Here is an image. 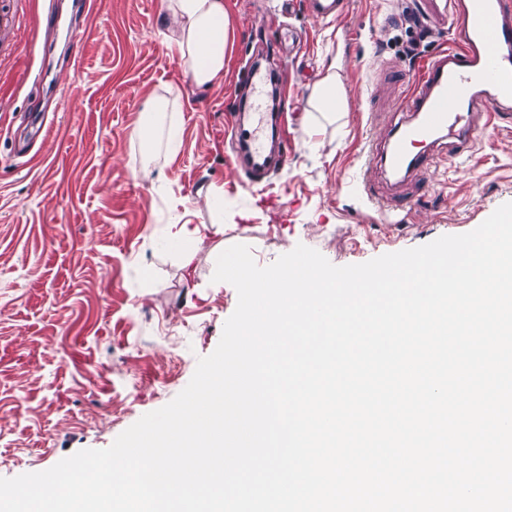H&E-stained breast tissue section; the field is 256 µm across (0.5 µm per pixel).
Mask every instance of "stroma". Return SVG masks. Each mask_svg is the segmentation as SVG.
<instances>
[{
    "label": "stroma",
    "mask_w": 512,
    "mask_h": 512,
    "mask_svg": "<svg viewBox=\"0 0 512 512\" xmlns=\"http://www.w3.org/2000/svg\"><path fill=\"white\" fill-rule=\"evenodd\" d=\"M409 0H350L318 20L300 0H224V82L194 88L166 46L163 0H98L92 33L49 29L48 0H13L0 44V477L104 449L169 403L217 347L238 296L213 281L234 244L272 264L304 244L336 266L470 232L512 202V118L461 157L438 152L429 192L370 166L406 107L420 60L449 45L433 26L416 61L399 53ZM289 73L288 162L249 185L224 141L240 67L260 47ZM349 109L310 103L327 71ZM175 104L165 130L135 135L145 103ZM196 230L192 272L169 238Z\"/></svg>",
    "instance_id": "35a3bbf8"
}]
</instances>
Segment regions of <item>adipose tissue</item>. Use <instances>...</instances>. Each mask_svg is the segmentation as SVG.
Segmentation results:
<instances>
[{
	"label": "adipose tissue",
	"instance_id": "obj_1",
	"mask_svg": "<svg viewBox=\"0 0 512 512\" xmlns=\"http://www.w3.org/2000/svg\"><path fill=\"white\" fill-rule=\"evenodd\" d=\"M167 48L190 82L207 89L224 79L229 19L224 0H167Z\"/></svg>",
	"mask_w": 512,
	"mask_h": 512
}]
</instances>
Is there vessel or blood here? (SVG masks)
<instances>
[{
    "label": "vessel or blood",
    "mask_w": 512,
    "mask_h": 512,
    "mask_svg": "<svg viewBox=\"0 0 512 512\" xmlns=\"http://www.w3.org/2000/svg\"><path fill=\"white\" fill-rule=\"evenodd\" d=\"M350 0H304L318 18L346 15ZM428 17L448 22L456 43L427 59L411 82L409 120L397 123L373 160L384 172L408 177L428 173L436 148L449 156L469 151L479 120L512 113V0H421ZM280 115L234 116L235 162L256 173L285 164L287 154L266 152L267 130H280Z\"/></svg>",
    "instance_id": "1"
}]
</instances>
